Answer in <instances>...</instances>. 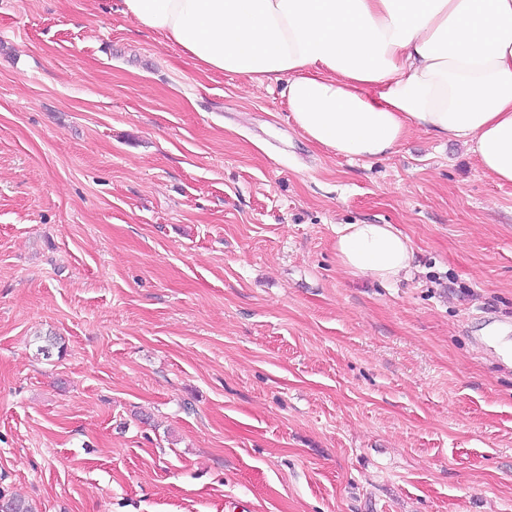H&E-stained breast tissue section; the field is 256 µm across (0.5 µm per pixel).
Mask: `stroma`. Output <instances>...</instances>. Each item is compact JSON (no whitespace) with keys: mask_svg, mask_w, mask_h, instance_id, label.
<instances>
[{"mask_svg":"<svg viewBox=\"0 0 512 512\" xmlns=\"http://www.w3.org/2000/svg\"><path fill=\"white\" fill-rule=\"evenodd\" d=\"M119 0H0V492L37 512H512V185L414 132L373 161L284 82ZM413 269L343 272L340 224ZM63 348L49 360L40 338ZM336 262L347 274L390 283L406 273L413 248L392 224H340L336 227Z\"/></svg>","mask_w":512,"mask_h":512,"instance_id":"obj_1","label":"stroma"}]
</instances>
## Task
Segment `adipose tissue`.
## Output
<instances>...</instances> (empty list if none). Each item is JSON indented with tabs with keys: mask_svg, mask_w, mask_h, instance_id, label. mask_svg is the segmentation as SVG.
<instances>
[{
	"mask_svg": "<svg viewBox=\"0 0 512 512\" xmlns=\"http://www.w3.org/2000/svg\"><path fill=\"white\" fill-rule=\"evenodd\" d=\"M197 67L287 79L298 131L338 156L392 154L415 130L470 147L512 185V0H120ZM336 262L390 283L413 248L390 224H340Z\"/></svg>",
	"mask_w": 512,
	"mask_h": 512,
	"instance_id": "1",
	"label": "adipose tissue"
}]
</instances>
